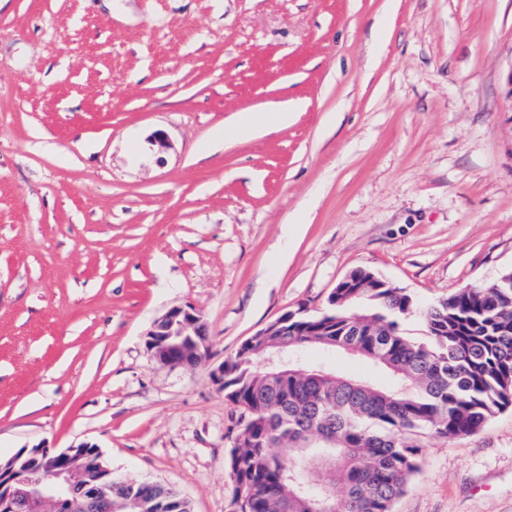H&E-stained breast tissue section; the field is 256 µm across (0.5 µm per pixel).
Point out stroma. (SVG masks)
<instances>
[{
  "label": "stroma",
  "instance_id": "1",
  "mask_svg": "<svg viewBox=\"0 0 512 512\" xmlns=\"http://www.w3.org/2000/svg\"><path fill=\"white\" fill-rule=\"evenodd\" d=\"M357 268L423 304L512 269V0H0V459L89 442L231 512L212 371ZM178 306L192 367L146 347ZM394 512H512V408ZM271 123L277 125L288 124V112H276L273 116L262 113H247L239 120L236 130L240 137L246 138L271 125ZM146 336L147 348L164 366L195 365L208 349L207 324L191 306L170 309L154 322Z\"/></svg>",
  "mask_w": 512,
  "mask_h": 512
}]
</instances>
